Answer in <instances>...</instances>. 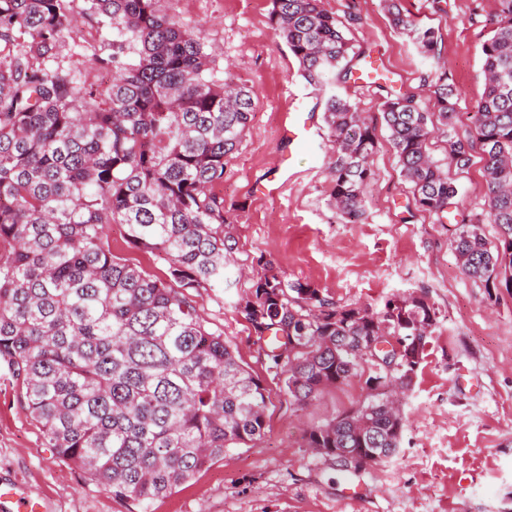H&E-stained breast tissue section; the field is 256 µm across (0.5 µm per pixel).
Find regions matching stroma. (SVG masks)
I'll return each mask as SVG.
<instances>
[{"instance_id":"stroma-1","label":"stroma","mask_w":512,"mask_h":512,"mask_svg":"<svg viewBox=\"0 0 512 512\" xmlns=\"http://www.w3.org/2000/svg\"><path fill=\"white\" fill-rule=\"evenodd\" d=\"M356 49L382 69L376 83L337 84L376 127V172L364 193V215L350 224L337 213L327 176L331 150L323 121L324 92L301 75L296 58L269 21L271 0H168L170 13L202 24L218 63L258 97L246 135L216 190L224 197L237 241L227 286L193 300L211 329L222 331L245 368L269 393L264 436L228 449L191 481L155 500L150 512H512V291L488 288L460 270L452 241L455 218L437 220L416 207L382 120L387 88L429 101L433 64L393 29L384 0H322ZM418 20L438 28L441 55L458 90L457 133L483 93L481 46L490 36L496 0H402ZM302 109L310 144L281 136L284 113ZM288 181L257 193L277 160ZM461 210L487 212L483 163L450 171ZM113 254L165 276L164 253L129 244L122 225L109 232ZM288 280L308 283L339 306L382 310L396 295L424 297L437 316L402 401L406 427L396 453L348 478L312 453L305 430L361 403L354 381L295 409L282 377L268 367L266 342L255 335L240 299L256 280L258 259ZM18 481L43 512H140L112 496L47 448L25 409L12 370L0 362V482Z\"/></svg>"}]
</instances>
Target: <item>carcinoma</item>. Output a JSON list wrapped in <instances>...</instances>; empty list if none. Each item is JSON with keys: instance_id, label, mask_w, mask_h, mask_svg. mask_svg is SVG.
<instances>
[{"instance_id": "obj_1", "label": "carcinoma", "mask_w": 512, "mask_h": 512, "mask_svg": "<svg viewBox=\"0 0 512 512\" xmlns=\"http://www.w3.org/2000/svg\"><path fill=\"white\" fill-rule=\"evenodd\" d=\"M75 2L0 0V360L13 368L47 447L146 512L225 449L266 430V388L191 300L200 288L224 287L236 251L214 184L242 143L256 97L164 0H83V24L112 30V40L88 47L112 83L82 81L59 59L64 38L78 31ZM385 2L393 28L440 58L438 29L399 0ZM270 21L315 87L351 79L366 60L322 0H272ZM481 52L485 87L464 135L454 132L457 89L443 66L429 84L434 111L392 91L382 117L415 204L440 220L456 208L458 191L429 142L446 135L448 167L461 172L481 153L487 215L501 235L491 244L480 219L462 213L452 247L465 276L511 291L512 0H498ZM324 120L331 199L356 224L375 176V127L336 94L325 100ZM112 224L131 245L164 253L166 276L112 254ZM258 265L242 308L259 338H273L269 368L284 376L291 402L302 408L365 377L363 403L307 437L324 460L357 477L362 459L375 463L398 448L405 421L388 388L411 384L435 310L414 295L379 312L340 307L271 262ZM383 324L406 340L404 354H358Z\"/></svg>"}]
</instances>
